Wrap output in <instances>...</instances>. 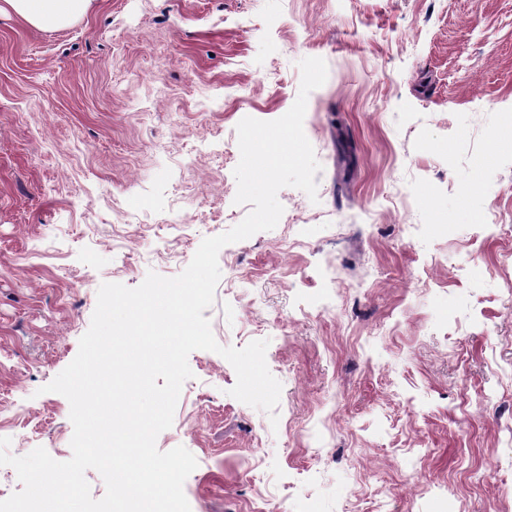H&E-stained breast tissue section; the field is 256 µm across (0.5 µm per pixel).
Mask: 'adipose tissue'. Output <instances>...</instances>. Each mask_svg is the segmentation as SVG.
I'll return each mask as SVG.
<instances>
[{"label": "adipose tissue", "mask_w": 512, "mask_h": 512, "mask_svg": "<svg viewBox=\"0 0 512 512\" xmlns=\"http://www.w3.org/2000/svg\"><path fill=\"white\" fill-rule=\"evenodd\" d=\"M92 4L93 0H0V15L16 16L38 30H60L87 16Z\"/></svg>", "instance_id": "obj_1"}]
</instances>
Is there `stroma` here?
<instances>
[{"label":"stroma","mask_w":512,"mask_h":512,"mask_svg":"<svg viewBox=\"0 0 512 512\" xmlns=\"http://www.w3.org/2000/svg\"><path fill=\"white\" fill-rule=\"evenodd\" d=\"M317 200L285 187L270 231L224 246L203 315L224 347L268 340L271 422L193 351L173 426L191 512H512V0H95L41 31L0 17V437L71 458L68 400L102 283L180 274L235 202L238 123L295 102ZM487 177L474 223L465 178ZM456 199L453 237L424 197ZM335 318L321 317L322 301Z\"/></svg>","instance_id":"stroma-1"}]
</instances>
